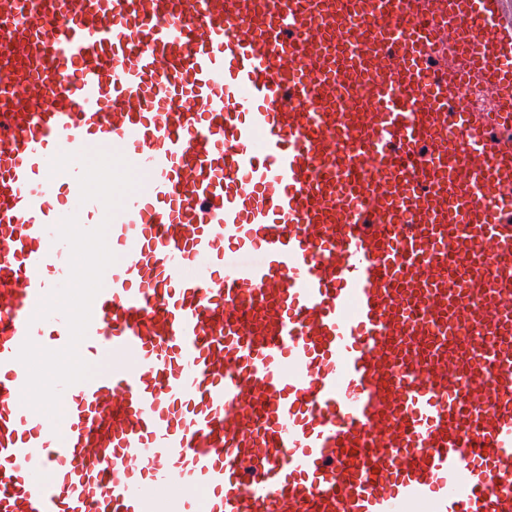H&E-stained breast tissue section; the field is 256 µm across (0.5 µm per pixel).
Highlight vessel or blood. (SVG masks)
<instances>
[{
  "instance_id": "vessel-or-blood-1",
  "label": "vessel or blood",
  "mask_w": 512,
  "mask_h": 512,
  "mask_svg": "<svg viewBox=\"0 0 512 512\" xmlns=\"http://www.w3.org/2000/svg\"><path fill=\"white\" fill-rule=\"evenodd\" d=\"M0 512H512V0H0Z\"/></svg>"
}]
</instances>
